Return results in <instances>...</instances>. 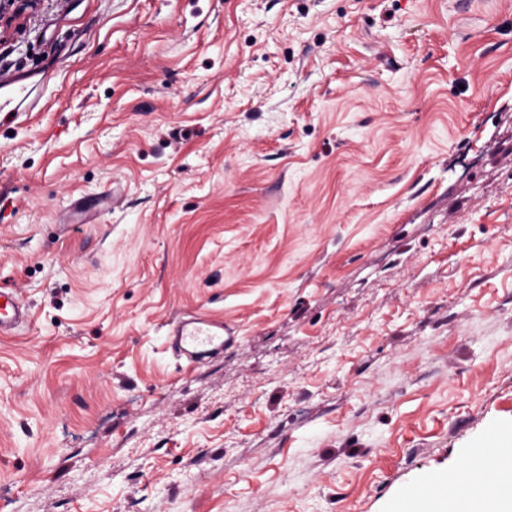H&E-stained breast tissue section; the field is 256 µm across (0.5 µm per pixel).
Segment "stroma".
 <instances>
[{"instance_id":"obj_1","label":"stroma","mask_w":512,"mask_h":512,"mask_svg":"<svg viewBox=\"0 0 512 512\" xmlns=\"http://www.w3.org/2000/svg\"><path fill=\"white\" fill-rule=\"evenodd\" d=\"M0 51V512H405L512 448V0H0ZM19 82L15 77L0 76V112L6 108L8 112H31L37 107L40 96L31 97L33 88L27 90ZM31 309L19 294L9 288H0V335H14L28 323ZM167 336L178 360L193 362L224 353V322L203 313L173 320L168 324Z\"/></svg>"}]
</instances>
